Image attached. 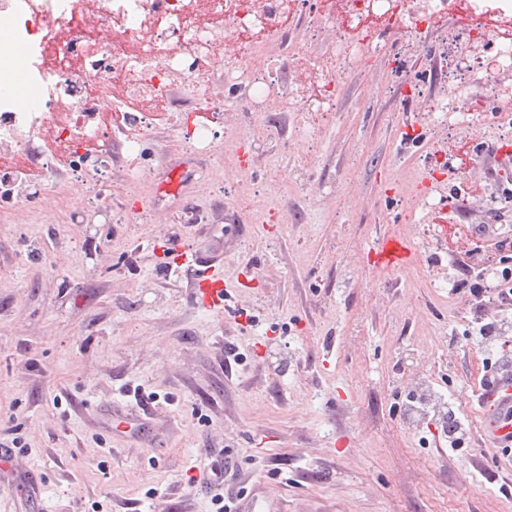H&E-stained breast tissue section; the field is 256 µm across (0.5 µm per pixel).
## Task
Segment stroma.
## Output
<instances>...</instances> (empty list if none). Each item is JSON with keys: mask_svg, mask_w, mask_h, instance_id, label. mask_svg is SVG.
I'll return each instance as SVG.
<instances>
[{"mask_svg": "<svg viewBox=\"0 0 512 512\" xmlns=\"http://www.w3.org/2000/svg\"><path fill=\"white\" fill-rule=\"evenodd\" d=\"M457 30L452 18L415 36L379 26L422 94L382 57L335 68L336 110L303 151L293 113H270L275 135L255 144L229 108L211 152L174 149L200 117L196 87L179 81L140 160L119 134L101 148L106 167L79 177L46 169L31 145L39 220L0 204V441L24 442L0 474V512H213V489L188 479L227 459L258 512H512V447L485 437L471 400L485 352L467 338L470 289L512 269V245L468 269L436 242L399 269L374 260L407 235L403 192L434 149L415 129L454 95L426 54ZM267 168L287 215L237 212L240 176L273 196ZM466 178L512 182V150L477 152ZM122 183L116 214L98 190ZM68 196L90 223H56ZM176 232L197 263L159 255ZM207 268L224 288L210 310L195 298ZM229 343L242 360L228 371ZM420 378L463 420V450L439 441L433 416L406 419ZM115 408L147 418L157 448L111 428ZM26 470L42 477L40 507L16 493Z\"/></svg>", "mask_w": 512, "mask_h": 512, "instance_id": "1", "label": "stroma"}]
</instances>
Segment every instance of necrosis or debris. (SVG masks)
I'll return each instance as SVG.
<instances>
[{"instance_id": "obj_1", "label": "necrosis or debris", "mask_w": 512, "mask_h": 512, "mask_svg": "<svg viewBox=\"0 0 512 512\" xmlns=\"http://www.w3.org/2000/svg\"><path fill=\"white\" fill-rule=\"evenodd\" d=\"M311 3L348 37L340 51L307 65V81L289 94L276 92L267 70H287L295 62L282 20L289 13L305 19ZM1 14L13 22L8 39L28 57L39 104L30 110L0 91V156L16 165L0 177V194L31 210L39 196L29 192L24 166L36 135L48 132L71 159H79L86 141L109 134L103 99L116 105L128 97L139 100L127 123L147 127L150 102L166 99L175 79L197 81L203 60L222 66L226 99L248 116L251 140L269 136L267 113L304 112L308 119L294 145L305 148L321 135L320 116L334 109L336 55L357 64L383 53L375 38L378 22L399 20L417 33L440 17L462 21V47L440 68L457 97L437 101L426 121L437 144L436 165L421 171L428 192L443 195L462 185V174L446 163L448 131L470 133L480 142L494 127L512 122V84L479 102L471 100L466 84L474 69L491 80L512 72V0H0ZM243 37L250 40L245 64L226 51L228 42Z\"/></svg>"}]
</instances>
